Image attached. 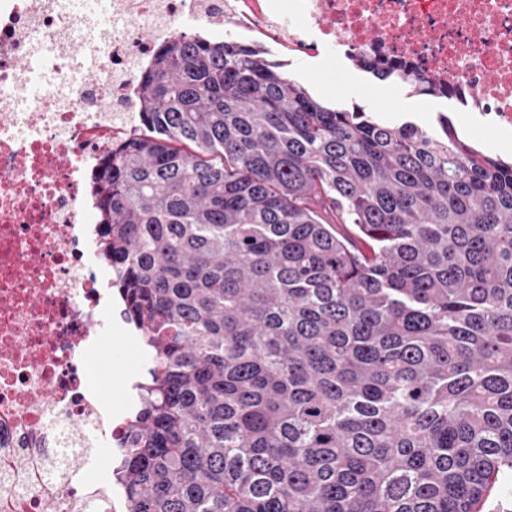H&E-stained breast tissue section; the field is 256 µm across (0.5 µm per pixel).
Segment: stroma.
Instances as JSON below:
<instances>
[{"label": "stroma", "instance_id": "1", "mask_svg": "<svg viewBox=\"0 0 512 512\" xmlns=\"http://www.w3.org/2000/svg\"><path fill=\"white\" fill-rule=\"evenodd\" d=\"M289 73L321 101L330 105L368 106L389 124L410 121L435 131L439 128V114H448L460 138L489 155L512 162V138H505L501 130L476 121L456 100L411 95L406 85L375 79L357 69L346 56L299 59L291 64ZM143 353V346L116 340L110 353L88 355L86 364L99 374V389L106 401L115 403L120 399V390L112 382L114 376L142 374Z\"/></svg>", "mask_w": 512, "mask_h": 512}]
</instances>
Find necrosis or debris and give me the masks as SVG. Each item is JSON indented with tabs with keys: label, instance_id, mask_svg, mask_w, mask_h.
<instances>
[{
	"label": "necrosis or debris",
	"instance_id": "necrosis-or-debris-1",
	"mask_svg": "<svg viewBox=\"0 0 512 512\" xmlns=\"http://www.w3.org/2000/svg\"><path fill=\"white\" fill-rule=\"evenodd\" d=\"M179 28L405 62L512 129V0H0V512H125L110 474L69 464L134 413L83 364L128 334L98 287L87 176L135 136L137 75Z\"/></svg>",
	"mask_w": 512,
	"mask_h": 512
}]
</instances>
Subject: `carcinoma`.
<instances>
[{
	"mask_svg": "<svg viewBox=\"0 0 512 512\" xmlns=\"http://www.w3.org/2000/svg\"><path fill=\"white\" fill-rule=\"evenodd\" d=\"M137 96L93 178L151 352L128 512H480L512 471V163L444 114L435 135L328 106L229 37L169 38Z\"/></svg>",
	"mask_w": 512,
	"mask_h": 512,
	"instance_id": "carcinoma-1",
	"label": "carcinoma"
}]
</instances>
